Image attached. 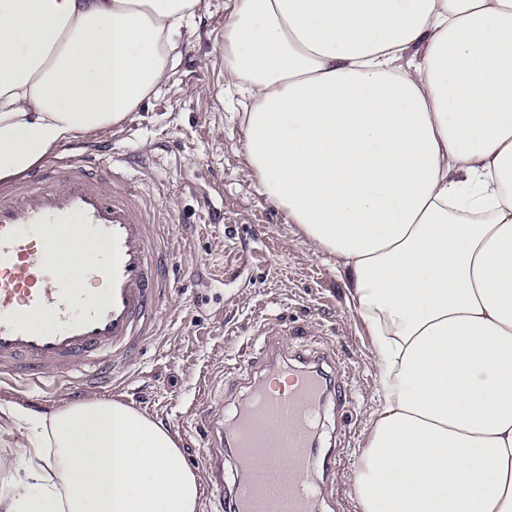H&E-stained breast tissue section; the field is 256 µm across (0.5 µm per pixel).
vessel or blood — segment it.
<instances>
[{
  "instance_id": "b4317fda",
  "label": "vessel or blood",
  "mask_w": 512,
  "mask_h": 512,
  "mask_svg": "<svg viewBox=\"0 0 512 512\" xmlns=\"http://www.w3.org/2000/svg\"><path fill=\"white\" fill-rule=\"evenodd\" d=\"M71 230L93 259L61 286L60 244ZM167 236L165 208L137 188L121 158L91 146L0 185V380L39 386L76 372L82 389L110 387L113 371L159 329L173 286ZM235 370L248 379V399L226 439L243 476L231 512H317L316 479L338 461L313 449L330 395L318 366L298 358L279 385ZM208 465L210 493L223 501V455Z\"/></svg>"
}]
</instances>
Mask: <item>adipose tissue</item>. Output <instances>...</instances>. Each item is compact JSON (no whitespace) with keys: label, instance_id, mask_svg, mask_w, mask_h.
I'll use <instances>...</instances> for the list:
<instances>
[{"label":"adipose tissue","instance_id":"1","mask_svg":"<svg viewBox=\"0 0 512 512\" xmlns=\"http://www.w3.org/2000/svg\"><path fill=\"white\" fill-rule=\"evenodd\" d=\"M200 3L0 0V180L156 95ZM224 53L260 193L372 336L358 512H512V0H236ZM7 413L0 512H199L141 410Z\"/></svg>","mask_w":512,"mask_h":512}]
</instances>
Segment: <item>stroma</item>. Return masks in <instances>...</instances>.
Wrapping results in <instances>:
<instances>
[{
    "instance_id": "stroma-1",
    "label": "stroma",
    "mask_w": 512,
    "mask_h": 512,
    "mask_svg": "<svg viewBox=\"0 0 512 512\" xmlns=\"http://www.w3.org/2000/svg\"><path fill=\"white\" fill-rule=\"evenodd\" d=\"M235 2L202 0L158 93L92 136L130 158L131 176L167 208L175 254L176 288L159 335L104 395L163 421L186 463L208 481V424L231 425L246 394L225 381L226 366L250 358L257 330L283 319L303 325L292 348L332 354L331 384L350 398L319 417L315 449H336L339 463L318 512H357L353 477L378 406L372 338L347 303L335 259L308 247L287 213L259 193L245 161L242 99L224 84V23ZM77 384L65 377L40 392L0 382V406L49 408L71 399Z\"/></svg>"
}]
</instances>
